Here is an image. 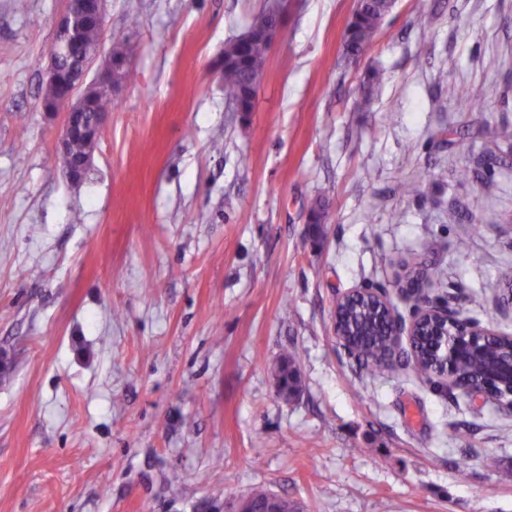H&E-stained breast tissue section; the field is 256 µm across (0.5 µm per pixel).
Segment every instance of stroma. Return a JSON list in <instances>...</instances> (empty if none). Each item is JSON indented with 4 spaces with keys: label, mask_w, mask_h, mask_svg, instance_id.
Instances as JSON below:
<instances>
[{
    "label": "stroma",
    "mask_w": 512,
    "mask_h": 512,
    "mask_svg": "<svg viewBox=\"0 0 512 512\" xmlns=\"http://www.w3.org/2000/svg\"><path fill=\"white\" fill-rule=\"evenodd\" d=\"M267 4L138 0L133 24L107 0L104 40L137 50L75 184L64 114L42 108L66 0H0V512H217L255 491L301 512H512V408L398 365L367 376L333 333L361 286L409 315L399 281L422 263L429 298L512 336V0H395L354 61L357 0H288L236 112L213 68ZM292 368L295 373H298V369L295 365L294 359L288 354H284L280 357L277 364L273 367L274 376L277 377L278 380L282 381V385L279 386V393L281 396L288 398V387H289V379H288V370ZM300 384L293 381L290 384L289 392L293 389H296Z\"/></svg>",
    "instance_id": "stroma-1"
}]
</instances>
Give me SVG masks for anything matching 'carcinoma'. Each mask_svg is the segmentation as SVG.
Wrapping results in <instances>:
<instances>
[{"instance_id": "cac0c4a2", "label": "carcinoma", "mask_w": 512, "mask_h": 512, "mask_svg": "<svg viewBox=\"0 0 512 512\" xmlns=\"http://www.w3.org/2000/svg\"><path fill=\"white\" fill-rule=\"evenodd\" d=\"M391 9L389 0H359L347 25L344 43L345 56L350 58L363 52L373 42L386 14ZM271 21L266 12L257 15L250 25L251 35L246 39L235 38L224 46V95L235 103L239 112H251L256 97V82L261 77L268 59L270 41L267 35ZM100 30L88 26L82 43L73 49V56H79L83 48L98 44ZM388 310L372 301L362 300L341 306L336 314L338 327L348 334V340L356 348L359 367L375 376L387 367L386 358L390 353V336L387 333ZM438 328L430 324L414 337L413 346L416 365L412 370L421 376L438 373L437 355L434 347L438 341ZM512 353V342L493 338L456 368L462 378H477L485 374L488 365ZM296 368L294 359L282 355L273 367L274 376L282 381L279 393L288 397V390L299 386L289 382L288 370Z\"/></svg>"}]
</instances>
